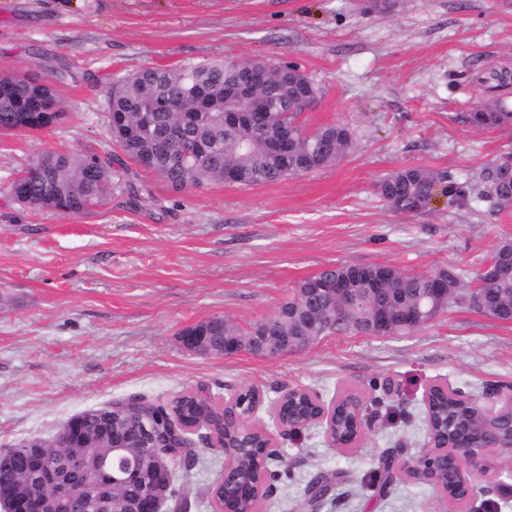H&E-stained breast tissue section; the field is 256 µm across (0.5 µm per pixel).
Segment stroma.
I'll list each match as a JSON object with an SVG mask.
<instances>
[{"label": "stroma", "instance_id": "1", "mask_svg": "<svg viewBox=\"0 0 512 512\" xmlns=\"http://www.w3.org/2000/svg\"><path fill=\"white\" fill-rule=\"evenodd\" d=\"M263 58L296 63L320 88L308 128L341 123L353 149L305 176L246 187L172 191L127 164L108 203L68 215L20 206L5 192L31 156L51 150L119 154L108 130L113 78L142 67ZM512 68V0H0V73L53 82L67 121L0 133V448L53 440L74 415L117 399L159 404L199 387L215 401L257 387L255 422L274 429L291 388L324 403L350 390L373 418L354 448L316 425L269 461L260 512H301L309 480H337L317 512H445L430 484L403 475L386 493L370 479L396 448L425 452V395L436 383L468 394L512 383V324L452 305L408 336L336 333L276 359L201 356L185 327L222 315L247 327L299 283L343 263L475 275L512 239V213L449 205L387 208L375 185L399 167L475 178L512 152V127L478 130L463 115L480 99L475 74ZM152 200L136 208L129 187ZM174 483L197 491L188 512H214L208 490L222 449L195 445Z\"/></svg>", "mask_w": 512, "mask_h": 512}]
</instances>
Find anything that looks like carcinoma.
I'll return each mask as SVG.
<instances>
[{"instance_id":"1","label":"carcinoma","mask_w":512,"mask_h":512,"mask_svg":"<svg viewBox=\"0 0 512 512\" xmlns=\"http://www.w3.org/2000/svg\"><path fill=\"white\" fill-rule=\"evenodd\" d=\"M241 64L226 61L187 62L171 67H145L112 82L107 101L109 131L113 142L142 171L163 180L171 189L182 191L202 188L224 181V168L235 169L232 184L258 186L302 176L308 157L315 170L343 159L353 149L349 129L341 123L319 126L313 130L301 121L304 107L315 102L320 91L301 74H291L284 81L268 78L256 90L257 97L273 110L270 120L252 128L224 126V89L237 83ZM489 90L512 84V70H488L479 78ZM208 101L203 105L199 93ZM67 112L57 91L47 81L19 74H0V132H23L49 128L66 120ZM464 119L479 129L512 124V111L501 101L484 97ZM288 137L292 147L280 153L273 145ZM206 146L201 156L186 154L192 144ZM448 200L461 207L482 204L492 214L512 211V181L501 177L497 163L485 166L478 177L460 179L448 170L421 166L400 167L376 184L377 195L392 210L417 213L437 188ZM6 192L15 202L31 209H53L68 214H82L104 206L112 193V158L92 151H43L31 158L18 176L9 181ZM491 269L476 274V287L487 289L496 299V308L486 315L503 323H512V273L498 277L492 269L505 264L512 269V239L501 241L489 258ZM323 281L341 288H362L373 295L384 309L383 322L370 324L373 308L358 316L360 327H336L335 332L363 334L372 326L376 336H404L426 326L410 319V307L421 302L428 308L427 295L443 298L442 310L461 302L458 294L442 297L443 288H464L463 274L454 268L407 273L385 263L367 265L344 263L327 267L300 282L294 294L280 307L301 303L302 290ZM316 406L304 395H294L282 407L283 417L309 427ZM81 428L97 438V447L56 441L44 451L63 473L82 465L85 474L84 495L73 502L68 512H102L101 504L112 497L136 500L142 484L112 492L108 478L96 469L95 461L112 457V418L123 416L135 423L149 422L160 443L177 440V424L216 420L214 410H205L197 391H187L168 404L144 400H118L104 407L80 413ZM480 416L474 408L453 394H441L432 403L427 432L433 435L464 436L479 430ZM219 438L229 436L244 445L237 462L233 487L216 481L211 495L217 507L224 508V496L258 503L262 496L261 474L265 460V438L244 434L233 425L216 427ZM4 480L27 496L39 485V473L33 461L18 459L14 471ZM334 475H319L308 486L304 506L309 507L320 495L331 490Z\"/></svg>"}]
</instances>
